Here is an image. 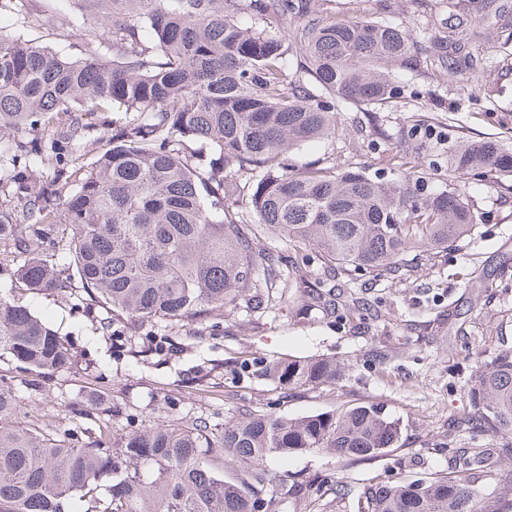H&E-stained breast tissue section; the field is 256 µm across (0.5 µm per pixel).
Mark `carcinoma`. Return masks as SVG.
<instances>
[{
	"label": "carcinoma",
	"instance_id": "cac0c4a2",
	"mask_svg": "<svg viewBox=\"0 0 512 512\" xmlns=\"http://www.w3.org/2000/svg\"><path fill=\"white\" fill-rule=\"evenodd\" d=\"M0 0L24 27L35 20L79 35L102 26L101 39L72 59L21 35L0 34V188L23 203L46 237L72 230L70 263L89 299L133 327L197 322L214 308L271 310L292 301L299 312L336 310L350 321L363 309L336 301L352 273L373 281L435 260L482 221L472 192L492 182L512 194V144L459 140L447 172L435 179L418 159L425 141L417 119L383 161L392 178L349 163L299 166L291 152L336 138V112L357 104L389 107L402 86L393 72H419L416 31L404 22L336 20L309 0ZM448 16V35L429 46L438 75H470L467 100L479 97L477 63L490 47L512 44V23L479 35L464 5ZM276 16L283 30L264 27ZM119 104L124 125L100 138L85 167L77 113ZM49 131L32 148L27 131ZM212 149L197 162L190 145ZM53 171L50 180L37 172ZM280 238L294 254L263 240ZM27 253L16 269L27 290L62 287L25 227L0 209V243ZM315 248L322 269L303 251ZM340 271L329 283L322 272ZM41 376L67 370L66 340L30 309L0 296V359ZM336 360L281 357L260 375L288 390L334 384ZM475 429L512 435V351L480 363L468 383ZM16 395L0 377V512H277L283 495L309 500L316 481L288 484L270 466L277 455L314 449L350 464L373 461L401 440L400 422L378 404L294 418L250 406L213 424L202 417L159 419L112 439L74 448L16 423ZM233 470L224 472V460ZM512 489V469L445 473L389 484L371 481L353 512H483L478 483ZM88 507L80 511L77 503Z\"/></svg>",
	"mask_w": 512,
	"mask_h": 512
}]
</instances>
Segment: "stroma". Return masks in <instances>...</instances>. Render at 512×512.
I'll return each mask as SVG.
<instances>
[{"mask_svg": "<svg viewBox=\"0 0 512 512\" xmlns=\"http://www.w3.org/2000/svg\"><path fill=\"white\" fill-rule=\"evenodd\" d=\"M320 14L408 24L426 41L448 33L452 0H313ZM0 32L23 33L61 55L78 58L84 42L62 27H18L0 17ZM495 65L482 81L477 102L460 105L464 75L436 83L428 72L397 71L415 97L379 111L369 125L361 107L337 115L330 144L294 150L297 165L326 158L355 162L381 172L378 159L421 117L434 124L419 161L432 170L445 165L459 136L512 137V50L495 51ZM474 198L483 219L471 236L435 262L411 268L402 278L374 282L357 277L354 298L370 311L367 327L344 317L308 316L284 308L263 315L214 310L203 323L131 330L110 318L77 286L35 293L20 289L14 272L21 261L13 245H0V295L29 308L72 345L71 369L41 378L0 361V375L18 396L19 419L37 431L85 446L100 434L127 435L158 417L191 415L211 423L252 406L299 417L364 403L383 406L402 423L400 446L371 463L343 465L336 455L313 450L272 460L289 481L343 478L360 488L371 478L418 476L456 465L504 468L512 461L494 453L501 434L450 428L469 411L466 379L476 356L491 359L512 351V197L496 185ZM325 356L344 365L335 386L288 391L261 376L262 366L285 356Z\"/></svg>", "mask_w": 512, "mask_h": 512, "instance_id": "35a3bbf8", "label": "stroma"}]
</instances>
